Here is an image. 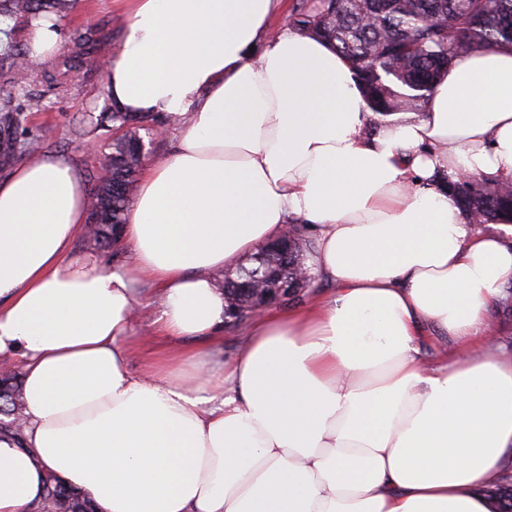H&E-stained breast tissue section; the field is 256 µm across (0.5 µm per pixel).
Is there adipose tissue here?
<instances>
[{
    "label": "adipose tissue",
    "instance_id": "obj_1",
    "mask_svg": "<svg viewBox=\"0 0 512 512\" xmlns=\"http://www.w3.org/2000/svg\"><path fill=\"white\" fill-rule=\"evenodd\" d=\"M117 2L111 104L191 121L142 173L122 262L74 251L76 163L44 150L0 178V361L27 417L24 444L0 438V512H32L49 472L99 512H492L512 225L477 231L443 178L512 180V48L453 58L420 110L382 117L328 42L273 26L284 0ZM24 34L61 47L60 19ZM293 219L318 289L250 318L224 361L215 275ZM149 290L179 346L136 374ZM491 320L496 326L498 336H503L505 339L497 345L512 352V310L505 309L499 302L492 311Z\"/></svg>",
    "mask_w": 512,
    "mask_h": 512
}]
</instances>
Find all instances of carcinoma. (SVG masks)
Masks as SVG:
<instances>
[{
    "label": "carcinoma",
    "mask_w": 512,
    "mask_h": 512,
    "mask_svg": "<svg viewBox=\"0 0 512 512\" xmlns=\"http://www.w3.org/2000/svg\"><path fill=\"white\" fill-rule=\"evenodd\" d=\"M71 0H0V20L30 21L42 14L69 11ZM289 27L329 41L354 64L368 107L386 116L414 111L448 61L490 46L512 47V0H294ZM74 47L60 56L54 81L65 88L70 74L84 60L102 56L108 43L90 31H77ZM0 57L9 62L0 80L12 91L0 97V162L30 155L43 148L51 129L32 130L28 117L43 108L42 97L26 91L35 75L26 48L7 43ZM180 118L163 113L134 116L116 108L102 112L90 124L74 129L78 138L112 132L111 152L93 174L95 187L88 200L91 221L82 240L86 247L108 252L118 244V226L134 194L144 157L119 136L132 126L146 133L167 128ZM448 196L474 224L495 217H512V181L488 184L450 175ZM295 241L288 256V275L304 266L311 241L305 225L292 222ZM0 435L24 439L22 389L19 374H0ZM486 493L498 500L497 512H512V472L496 476ZM36 512H97L91 496L68 487L49 474Z\"/></svg>",
    "instance_id": "obj_1"
}]
</instances>
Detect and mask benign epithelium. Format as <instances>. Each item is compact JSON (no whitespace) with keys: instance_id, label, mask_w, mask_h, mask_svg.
<instances>
[{"instance_id":"7a95c632","label":"benign epithelium","mask_w":512,"mask_h":512,"mask_svg":"<svg viewBox=\"0 0 512 512\" xmlns=\"http://www.w3.org/2000/svg\"><path fill=\"white\" fill-rule=\"evenodd\" d=\"M294 242L288 235L266 243L261 251L250 258L249 265H238L237 276H226L224 279V294L230 298L238 296L245 303H235L228 315L232 321H239L240 316L250 317L273 305H280L294 297L295 281L282 275L278 270L264 261L267 255L288 258Z\"/></svg>"}]
</instances>
